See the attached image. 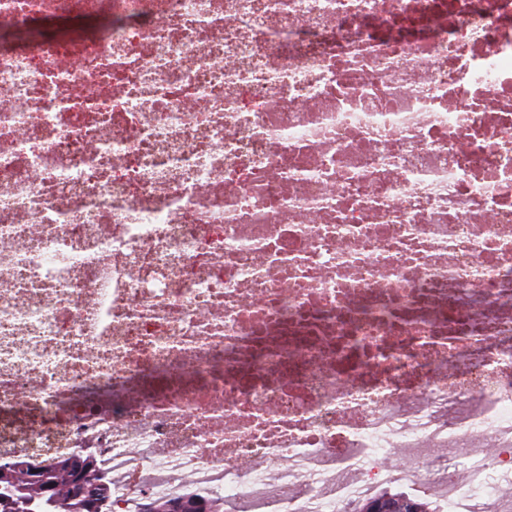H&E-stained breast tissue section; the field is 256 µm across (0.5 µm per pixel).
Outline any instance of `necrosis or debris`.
<instances>
[{
  "label": "necrosis or debris",
  "instance_id": "obj_1",
  "mask_svg": "<svg viewBox=\"0 0 512 512\" xmlns=\"http://www.w3.org/2000/svg\"><path fill=\"white\" fill-rule=\"evenodd\" d=\"M0 464L110 512H512V0H0ZM183 501L187 504H200L202 505V509L197 512H213V511H222L218 510L220 506L215 502L210 503L209 505L205 503L202 499L194 496L187 497L186 499H178V500H161L155 499L150 500L145 503H142L140 506L139 512H171L169 509L172 507L173 503ZM212 509V510H209ZM222 512H225L224 510Z\"/></svg>",
  "mask_w": 512,
  "mask_h": 512
}]
</instances>
